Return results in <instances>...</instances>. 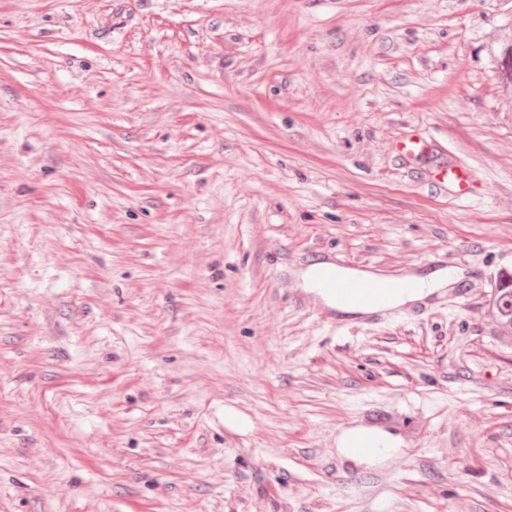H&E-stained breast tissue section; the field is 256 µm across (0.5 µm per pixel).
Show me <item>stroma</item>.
Segmentation results:
<instances>
[{
  "instance_id": "1",
  "label": "stroma",
  "mask_w": 512,
  "mask_h": 512,
  "mask_svg": "<svg viewBox=\"0 0 512 512\" xmlns=\"http://www.w3.org/2000/svg\"><path fill=\"white\" fill-rule=\"evenodd\" d=\"M511 32L512 0H0V512H512ZM452 256L345 331L303 287ZM385 413L390 458L341 452ZM499 76L506 89L512 87V35L504 39L499 46L493 50ZM437 181L444 186H450L460 197H466L471 192L468 174L461 165L455 163L447 164L442 171V178ZM454 273L449 271H439L427 277L411 276L405 279L412 282L413 287L408 291L386 297L382 300L380 308L389 309L405 303L421 301L436 291L450 286L455 282ZM511 280L509 288H494L492 305L496 310L501 334L512 335V273L502 271L499 274L496 285L500 279Z\"/></svg>"
}]
</instances>
